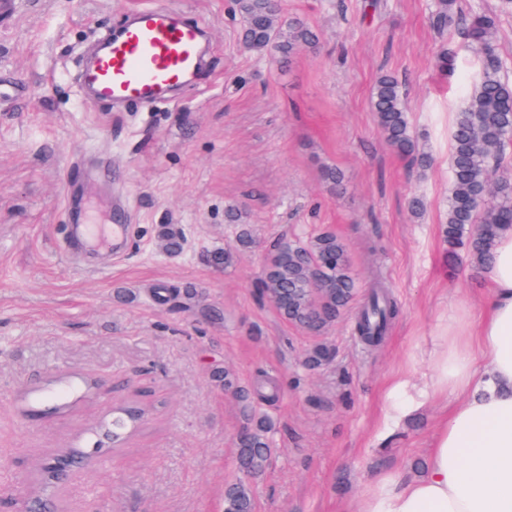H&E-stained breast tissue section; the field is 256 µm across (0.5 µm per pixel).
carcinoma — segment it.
<instances>
[{"instance_id":"1","label":"carcinoma","mask_w":512,"mask_h":512,"mask_svg":"<svg viewBox=\"0 0 512 512\" xmlns=\"http://www.w3.org/2000/svg\"><path fill=\"white\" fill-rule=\"evenodd\" d=\"M456 4L457 0H433V27L441 34L453 30L461 35L479 59L481 72L454 120L443 237L449 252L463 245L472 263L485 269L499 232L512 226V176L498 173L512 146V83L502 75L503 61L495 48L496 18L478 10L464 14ZM234 5L241 17L243 44L261 55L290 61L300 49L317 45V34L305 22L283 18L281 0H234ZM407 97L405 84L384 73L375 83L372 109L387 143L425 170L432 156L420 151L410 132ZM161 236L167 253L182 252L180 232L165 228ZM258 288L286 320L320 331L347 309L357 293V278L344 242L331 231H321L305 242L278 241L266 257ZM397 315L396 302L374 291L361 310L356 331L375 343ZM224 383L235 387L247 417L238 443L239 469L255 478L264 472L271 454V424L256 417L249 389L234 386L227 374ZM224 512H253L251 490L244 480L227 486Z\"/></svg>"}]
</instances>
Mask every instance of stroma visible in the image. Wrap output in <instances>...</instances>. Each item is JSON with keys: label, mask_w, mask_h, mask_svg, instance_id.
I'll return each instance as SVG.
<instances>
[{"label": "stroma", "mask_w": 512, "mask_h": 512, "mask_svg": "<svg viewBox=\"0 0 512 512\" xmlns=\"http://www.w3.org/2000/svg\"><path fill=\"white\" fill-rule=\"evenodd\" d=\"M380 2L367 15L364 0H285L319 37L286 64L241 45L233 0H14L0 20V512H22L43 462L75 446L88 460L50 489L53 512H224L245 424L226 372L280 388L263 408L272 453L250 481L254 512H342L381 474L418 473L441 405L413 388L440 319L463 305L479 315L488 296L485 271L449 261L442 234L448 129L480 65L431 28V0ZM139 7L206 27L203 72L154 103L85 99L80 60ZM386 71L406 82L426 172L377 126L370 99ZM326 165L346 194L323 185ZM92 194L127 227L120 258L69 242L70 210ZM231 205L247 213L248 250L235 249ZM163 224L181 228L179 255L162 252ZM317 229L343 239L362 291L393 292L401 314L381 346L358 341L353 315L313 333L260 297L277 239ZM217 248L236 252L221 270L203 260ZM319 345L330 359L307 366ZM125 403L146 407L142 425L95 449L94 427Z\"/></svg>", "instance_id": "stroma-1"}]
</instances>
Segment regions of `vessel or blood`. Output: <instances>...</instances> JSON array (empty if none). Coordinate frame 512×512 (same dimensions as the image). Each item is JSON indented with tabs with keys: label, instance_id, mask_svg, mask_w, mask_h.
Masks as SVG:
<instances>
[{
	"label": "vessel or blood",
	"instance_id": "1",
	"mask_svg": "<svg viewBox=\"0 0 512 512\" xmlns=\"http://www.w3.org/2000/svg\"><path fill=\"white\" fill-rule=\"evenodd\" d=\"M207 32L177 12L143 8L105 36L82 74L86 87L113 104H137L185 85L202 65Z\"/></svg>",
	"mask_w": 512,
	"mask_h": 512
}]
</instances>
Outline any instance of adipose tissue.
I'll use <instances>...</instances> for the list:
<instances>
[{
  "mask_svg": "<svg viewBox=\"0 0 512 512\" xmlns=\"http://www.w3.org/2000/svg\"><path fill=\"white\" fill-rule=\"evenodd\" d=\"M478 321L444 317L425 392L444 403L425 471L375 479L355 512H512V227L498 236Z\"/></svg>",
  "mask_w": 512,
  "mask_h": 512,
  "instance_id": "ef3b65f1",
  "label": "adipose tissue"
}]
</instances>
